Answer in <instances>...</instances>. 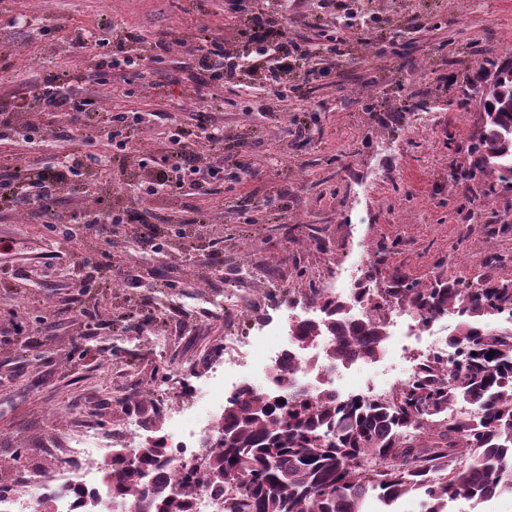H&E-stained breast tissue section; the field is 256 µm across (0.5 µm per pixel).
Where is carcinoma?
<instances>
[{"mask_svg":"<svg viewBox=\"0 0 512 512\" xmlns=\"http://www.w3.org/2000/svg\"><path fill=\"white\" fill-rule=\"evenodd\" d=\"M485 76L494 78L484 97L495 101L496 112L472 130L470 167L454 171L455 182L477 173L505 182L512 174V59L493 64ZM303 299L321 317L291 321L297 343L334 337L323 349L328 365L377 357L388 336L385 321L373 315L356 321L347 298L317 288ZM355 300L372 310L414 309L427 325L456 313L451 357L427 361L386 399L291 388L282 395L239 392L224 404L219 443L207 453L205 469H183L174 483L163 470L165 441L143 440L132 462L126 449L112 450L104 480L126 502L137 501L141 512H192L201 485L224 495V512H365L370 495L382 512H392L410 494L421 496L422 512H448L456 499L512 494V330H486L488 317L512 316V277L470 285L438 272L384 289L360 284ZM460 403L467 409H457ZM121 412L148 418L152 436L163 432L162 412L144 383L122 401Z\"/></svg>","mask_w":512,"mask_h":512,"instance_id":"1","label":"carcinoma"}]
</instances>
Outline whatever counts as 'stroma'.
I'll list each match as a JSON object with an SVG mask.
<instances>
[{
  "label": "stroma",
  "instance_id": "stroma-1",
  "mask_svg": "<svg viewBox=\"0 0 512 512\" xmlns=\"http://www.w3.org/2000/svg\"><path fill=\"white\" fill-rule=\"evenodd\" d=\"M207 6L204 15L191 0H0V55L33 72L61 73L75 63L73 29L102 37L108 54L116 25L149 42L205 25L226 48L239 49L237 19L225 0ZM363 8L385 18V30L342 31L340 65L315 72L305 96L289 95L276 117L249 111L224 87L217 119L229 139L259 131L243 156L259 175L188 197L219 231L203 234L191 257L174 237L146 251L138 266L143 286L132 298L111 288L79 293L63 276L77 244H52L38 218L0 213V231L14 233L27 258L48 263L51 272L38 307L0 288V312L14 311L24 327L14 336L9 323L0 324V463L28 449L24 466L10 474L12 485L54 466L40 439L45 429L67 436L71 421L88 413L121 426V398L155 369H203L229 321L243 338L255 316L274 315L278 330L287 329L290 299L323 278L348 287L344 268L352 262L369 259L382 287L435 272L468 282L512 277V263L502 259L512 253V186L497 185L490 212L476 221L487 178L476 175L462 189L448 180L449 166L467 168L466 144L479 120L457 106L458 97L465 90L480 96L483 68L512 57V0H364ZM205 80L182 53L161 65L143 60L124 81L95 92L104 108L148 112L161 84L185 122L209 107L199 92ZM300 112L310 124L302 136L294 133ZM268 199L285 209L279 223L267 221ZM160 279L173 287L156 291ZM259 287L264 293L252 313L211 305ZM66 300L109 314L78 331L54 312ZM132 303L152 313L157 328L141 331L128 321ZM65 350L70 359H62Z\"/></svg>",
  "mask_w": 512,
  "mask_h": 512
}]
</instances>
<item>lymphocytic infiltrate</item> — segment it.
Segmentation results:
<instances>
[{
    "instance_id": "lymphocytic-infiltrate-1",
    "label": "lymphocytic infiltrate",
    "mask_w": 512,
    "mask_h": 512,
    "mask_svg": "<svg viewBox=\"0 0 512 512\" xmlns=\"http://www.w3.org/2000/svg\"><path fill=\"white\" fill-rule=\"evenodd\" d=\"M241 9L238 32L245 46L230 53L224 39L209 35L207 29L196 34L170 33L151 47L155 63H164L173 47L192 50L199 70L210 80L219 81L243 92L253 93L258 109L277 112L288 91H300L312 74L308 64L325 49L324 43L302 44L288 35V0H228ZM140 34L118 30L111 57L97 51L90 35L74 31L69 39L78 49L79 62L65 74L51 71L31 76L28 88L14 112L0 113V140L13 138L26 143L51 140L64 148L83 144L84 152L68 155L53 165H14L0 163V212L27 213L41 219L55 241L66 240L70 230L63 224L59 208L66 202V191L75 182L93 176L99 167L119 170L123 185L135 189L134 199L141 204L139 214H131L125 198L113 200L110 214L100 217L97 209L84 207L89 234L82 253L70 264L68 275L83 290L109 287L112 267L99 263V231L139 224L142 247L154 246L157 239L177 237L186 255L197 250V229L210 226L207 213L190 210L179 220L161 221L152 204L159 196L183 197L185 190L207 195L224 179L241 181L253 176L251 167L240 157L248 148L247 140H229L224 128L211 114L201 112L189 122H181L166 134L160 156L135 159L136 137L146 116L141 112H113L99 106L89 94L80 93L81 83H107L113 74L137 67L142 50ZM106 140L109 154L93 151L97 140Z\"/></svg>"
}]
</instances>
